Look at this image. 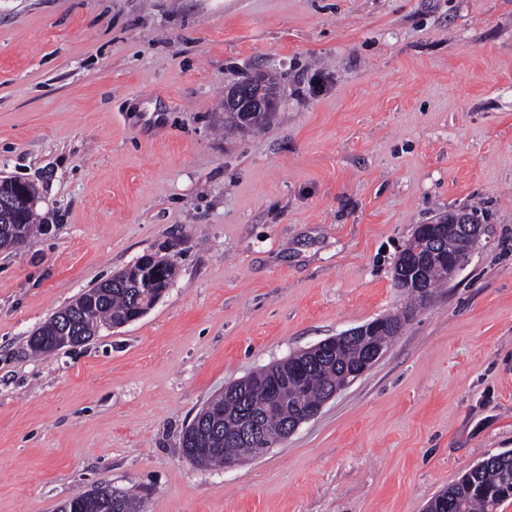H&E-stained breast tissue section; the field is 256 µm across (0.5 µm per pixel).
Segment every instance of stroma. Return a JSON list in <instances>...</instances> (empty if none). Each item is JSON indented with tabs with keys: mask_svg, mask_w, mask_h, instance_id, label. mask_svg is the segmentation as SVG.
I'll return each instance as SVG.
<instances>
[{
	"mask_svg": "<svg viewBox=\"0 0 512 512\" xmlns=\"http://www.w3.org/2000/svg\"><path fill=\"white\" fill-rule=\"evenodd\" d=\"M277 84L264 129L224 89ZM47 229L0 250V512L97 486L143 512H424L512 451V0H0V177ZM478 213L467 265L263 456L191 466L231 382L401 309L417 225ZM141 318L29 336L144 254Z\"/></svg>",
	"mask_w": 512,
	"mask_h": 512,
	"instance_id": "1",
	"label": "stroma"
}]
</instances>
